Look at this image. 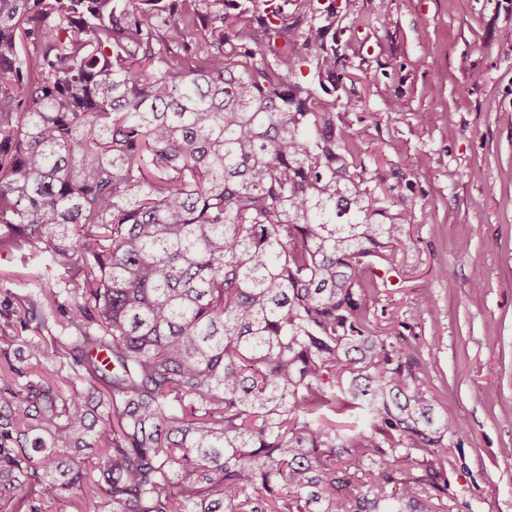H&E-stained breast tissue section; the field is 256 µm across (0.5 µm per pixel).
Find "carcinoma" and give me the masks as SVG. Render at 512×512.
Listing matches in <instances>:
<instances>
[{"label":"carcinoma","instance_id":"carcinoma-1","mask_svg":"<svg viewBox=\"0 0 512 512\" xmlns=\"http://www.w3.org/2000/svg\"><path fill=\"white\" fill-rule=\"evenodd\" d=\"M356 0H0V512H432L461 432L375 304L412 210ZM49 324L57 334L26 339ZM357 411L358 430L336 424ZM23 253L0 251V300L9 293H21L23 286L17 276L22 279L23 276H28L26 279H31L32 276L41 274L44 279H52V282L57 279V272L47 269L45 260L27 258L28 255L24 260Z\"/></svg>","mask_w":512,"mask_h":512}]
</instances>
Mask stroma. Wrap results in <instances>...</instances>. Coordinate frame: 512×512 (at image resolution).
I'll use <instances>...</instances> for the list:
<instances>
[{
  "mask_svg": "<svg viewBox=\"0 0 512 512\" xmlns=\"http://www.w3.org/2000/svg\"><path fill=\"white\" fill-rule=\"evenodd\" d=\"M341 35L383 176L416 193L388 310L410 324L429 385L464 428L439 512H512V0H358ZM401 113L392 125L389 113ZM40 258L0 251V298Z\"/></svg>",
  "mask_w": 512,
  "mask_h": 512,
  "instance_id": "stroma-1",
  "label": "stroma"
}]
</instances>
